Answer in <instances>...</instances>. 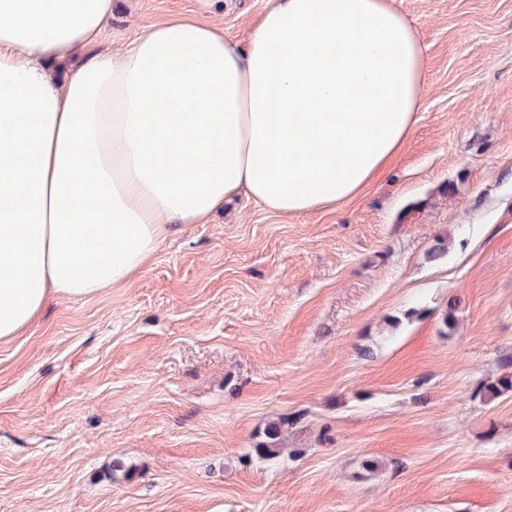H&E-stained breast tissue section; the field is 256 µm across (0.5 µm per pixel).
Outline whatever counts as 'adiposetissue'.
Instances as JSON below:
<instances>
[{
  "label": "adipose tissue",
  "instance_id": "adipose-tissue-1",
  "mask_svg": "<svg viewBox=\"0 0 512 512\" xmlns=\"http://www.w3.org/2000/svg\"><path fill=\"white\" fill-rule=\"evenodd\" d=\"M112 0H0V343L50 292L140 271L171 224L242 194L353 200L408 141L426 57L395 0H273L247 44L194 18L93 44Z\"/></svg>",
  "mask_w": 512,
  "mask_h": 512
}]
</instances>
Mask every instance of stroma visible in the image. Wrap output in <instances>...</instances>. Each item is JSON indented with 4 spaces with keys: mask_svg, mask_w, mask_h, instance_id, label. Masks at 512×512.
Instances as JSON below:
<instances>
[{
    "mask_svg": "<svg viewBox=\"0 0 512 512\" xmlns=\"http://www.w3.org/2000/svg\"><path fill=\"white\" fill-rule=\"evenodd\" d=\"M428 88L333 210L241 198L0 343V512H512V0H395ZM268 0H115L97 46ZM452 322H445L448 306ZM287 419L297 456L256 451Z\"/></svg>",
    "mask_w": 512,
    "mask_h": 512,
    "instance_id": "obj_1",
    "label": "stroma"
}]
</instances>
